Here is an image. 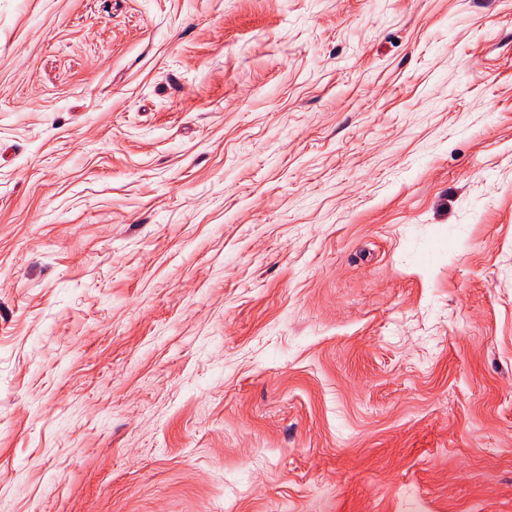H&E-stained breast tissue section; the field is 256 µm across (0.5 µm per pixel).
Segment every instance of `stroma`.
Returning <instances> with one entry per match:
<instances>
[{"mask_svg": "<svg viewBox=\"0 0 512 512\" xmlns=\"http://www.w3.org/2000/svg\"><path fill=\"white\" fill-rule=\"evenodd\" d=\"M0 512H512V0H0Z\"/></svg>", "mask_w": 512, "mask_h": 512, "instance_id": "1", "label": "stroma"}]
</instances>
